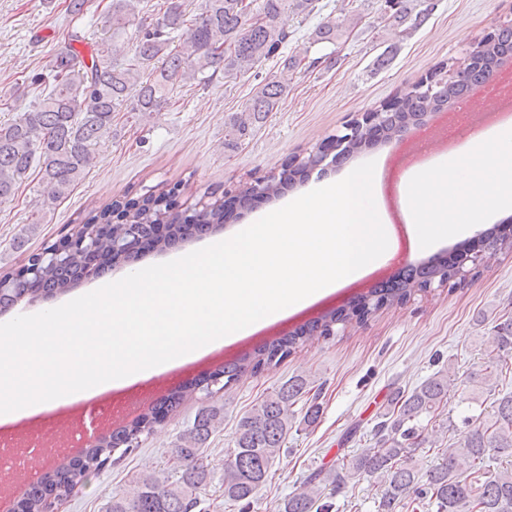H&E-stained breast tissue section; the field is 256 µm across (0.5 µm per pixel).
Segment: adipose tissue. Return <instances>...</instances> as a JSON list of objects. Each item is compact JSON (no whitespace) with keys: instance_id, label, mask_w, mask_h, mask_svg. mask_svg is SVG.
I'll list each match as a JSON object with an SVG mask.
<instances>
[{"instance_id":"1","label":"adipose tissue","mask_w":512,"mask_h":512,"mask_svg":"<svg viewBox=\"0 0 512 512\" xmlns=\"http://www.w3.org/2000/svg\"><path fill=\"white\" fill-rule=\"evenodd\" d=\"M487 144L502 165L493 178L477 183L473 158ZM470 187L475 188L477 201L467 213L448 207L449 199ZM407 195L420 247L430 249L445 240L474 236L493 217L512 211V128L499 129L487 139L475 138L457 155L416 172Z\"/></svg>"}]
</instances>
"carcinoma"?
<instances>
[{"instance_id":"obj_1","label":"carcinoma","mask_w":512,"mask_h":512,"mask_svg":"<svg viewBox=\"0 0 512 512\" xmlns=\"http://www.w3.org/2000/svg\"><path fill=\"white\" fill-rule=\"evenodd\" d=\"M264 14L265 22H249L243 0H203L201 12L188 19L186 0H164L160 8L162 31L138 23L130 51L118 59L112 56L116 40L127 34L136 17L135 0H112L110 30L98 44L91 64L80 58L72 43L65 44L51 62L48 85L11 123L0 124V202L14 196L17 185L27 178L33 163L40 165L42 182L54 200L67 197L85 169L96 147L112 126V113L128 105L133 112H155L169 99L178 80L208 83L221 74L230 83L278 58L279 71L252 87L244 109L225 125L224 144L238 148L255 127L278 110L294 73L301 62L310 60L331 69L338 59L326 53L309 59L316 45L335 46L353 30L361 17L345 8L322 18L308 34L303 46L282 55L288 44V18L307 17L317 0H252ZM391 10L387 25L395 37H403L424 22L434 9L427 0H385ZM186 30L183 43L173 45L172 34ZM512 61V20L496 26L491 40L473 51L456 79L443 81L433 95L413 88L402 91L397 108L383 114L374 126L358 127L347 141L335 164L341 165L361 152L362 144H385L402 137L414 120L426 113L453 108L468 87L490 80L501 66ZM311 155H295L267 184L266 200L281 196L303 184L316 169ZM153 196L142 199L131 213L132 225L112 221L122 207L113 201L70 229L76 238L89 236L96 226L106 224L98 234L97 259L103 269L118 267L129 260L124 245L139 238L164 251L172 244L200 238L224 224V198L217 197L185 217L178 211H160ZM164 223L167 233L155 234L154 225ZM491 252L512 251V223L497 224L485 237ZM86 276L80 253L65 266L44 264L40 276L24 289L25 297L5 288L0 291V311L22 299H35L49 292L70 291ZM448 258L438 256L419 268L400 271L393 279L369 290L347 304L341 313L332 310L308 324L255 348L253 352L222 364L203 378L213 382L197 408L193 421L178 432L172 448L171 475L160 479L152 473L137 476L127 489L109 493L101 512H207L206 490L212 476L206 460L211 438L224 421V406L217 395L248 374L280 364L312 336H328L341 319L359 320L384 307L404 303L412 292L434 278L454 288L458 281ZM492 345L481 361L463 376L453 361L406 392L395 390L387 411L375 425L369 444L351 459L327 469L313 470L299 489L281 505V512H332L333 497L348 485L374 480L381 487L377 512H401L408 503L434 512H512V391L495 398L490 408L464 414L455 422L448 404V385L460 379L470 400L484 404L482 397L496 391L504 374L512 371V316L503 314L493 321ZM193 390L177 388L147 408L128 426L112 431L85 448L83 454L56 468L44 471L22 493L26 512H47L49 502L68 498L79 486L102 473L114 460L135 451L156 432L157 426L174 409L192 396ZM300 414H295V407ZM323 412L320 389L305 375H295L278 385L239 418L227 448L222 486L224 503L250 512L259 490L268 480L272 466L293 427L310 428ZM432 423L428 429L423 421ZM457 441L440 448L431 468L421 473L411 464L414 452L439 442L447 432Z\"/></svg>"}]
</instances>
